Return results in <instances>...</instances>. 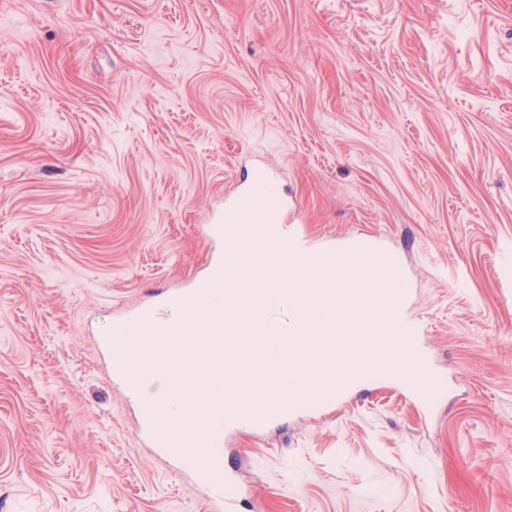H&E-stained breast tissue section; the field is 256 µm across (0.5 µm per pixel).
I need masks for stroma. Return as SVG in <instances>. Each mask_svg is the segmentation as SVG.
Instances as JSON below:
<instances>
[{
	"label": "stroma",
	"instance_id": "1",
	"mask_svg": "<svg viewBox=\"0 0 512 512\" xmlns=\"http://www.w3.org/2000/svg\"><path fill=\"white\" fill-rule=\"evenodd\" d=\"M255 158L402 256L446 396L224 442L240 512H512V0H0V512H213L97 340Z\"/></svg>",
	"mask_w": 512,
	"mask_h": 512
}]
</instances>
